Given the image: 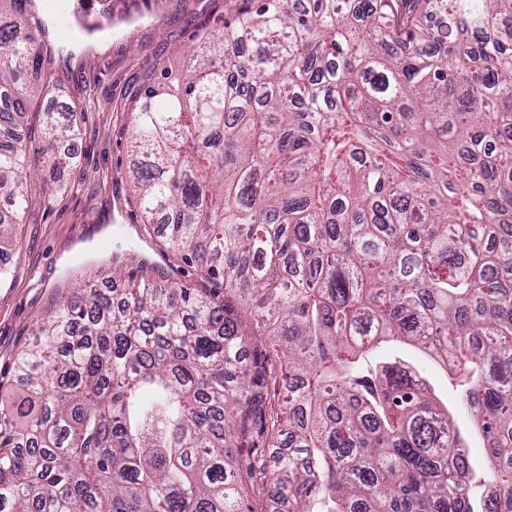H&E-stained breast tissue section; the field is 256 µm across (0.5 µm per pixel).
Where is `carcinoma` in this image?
<instances>
[{"label":"carcinoma","mask_w":512,"mask_h":512,"mask_svg":"<svg viewBox=\"0 0 512 512\" xmlns=\"http://www.w3.org/2000/svg\"><path fill=\"white\" fill-rule=\"evenodd\" d=\"M30 2L0 0V251L28 113L53 169L79 135L32 108L55 91ZM130 147L153 234L224 294L122 248L57 289L0 398V512H245L258 473L269 512H512V0H242L146 90ZM244 311L277 364L243 365ZM390 341L448 372L486 497ZM267 429L271 465L224 452Z\"/></svg>","instance_id":"1"}]
</instances>
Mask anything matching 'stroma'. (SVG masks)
I'll list each match as a JSON object with an SVG mask.
<instances>
[{
  "mask_svg": "<svg viewBox=\"0 0 512 512\" xmlns=\"http://www.w3.org/2000/svg\"><path fill=\"white\" fill-rule=\"evenodd\" d=\"M237 0H112L110 29L61 38V22L45 16V77L56 86V104L74 109L81 135L75 157L53 183L34 179L25 221L13 230V278L0 285V386L15 381L14 358L29 341L38 316L67 275L88 264L109 266L115 248L136 249L196 281L194 266L167 252L143 230L137 193L126 176L132 111L161 72L177 68L199 35L222 25ZM408 357L434 385L467 431V460L479 473L488 463L477 431L442 367L416 350Z\"/></svg>",
  "mask_w": 512,
  "mask_h": 512,
  "instance_id": "obj_1",
  "label": "stroma"
}]
</instances>
